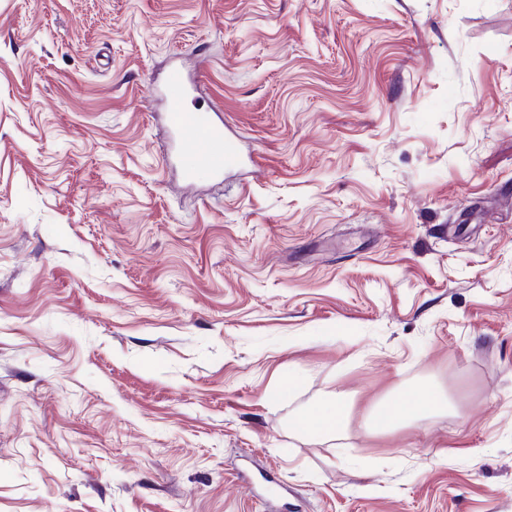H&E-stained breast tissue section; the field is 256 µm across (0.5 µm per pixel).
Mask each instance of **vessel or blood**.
I'll use <instances>...</instances> for the list:
<instances>
[{
	"label": "vessel or blood",
	"mask_w": 512,
	"mask_h": 512,
	"mask_svg": "<svg viewBox=\"0 0 512 512\" xmlns=\"http://www.w3.org/2000/svg\"><path fill=\"white\" fill-rule=\"evenodd\" d=\"M191 89L192 83L183 68L174 66L163 91L165 120L174 133L183 176L192 182L204 173L215 176L241 166L243 155L223 121L214 114L185 111Z\"/></svg>",
	"instance_id": "b4317fda"
}]
</instances>
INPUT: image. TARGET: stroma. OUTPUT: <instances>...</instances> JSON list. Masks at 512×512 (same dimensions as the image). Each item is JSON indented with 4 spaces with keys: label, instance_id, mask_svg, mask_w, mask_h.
Wrapping results in <instances>:
<instances>
[{
    "label": "stroma",
    "instance_id": "obj_1",
    "mask_svg": "<svg viewBox=\"0 0 512 512\" xmlns=\"http://www.w3.org/2000/svg\"><path fill=\"white\" fill-rule=\"evenodd\" d=\"M177 59L258 167L167 162ZM243 457L512 512V0H0V512H265ZM440 405V395L430 388L406 389L394 400L373 406L368 413V420L375 429L386 431L432 414ZM351 412L350 401L341 394L321 403L312 411L295 415L294 425L311 437H327L338 434Z\"/></svg>",
    "mask_w": 512,
    "mask_h": 512
}]
</instances>
